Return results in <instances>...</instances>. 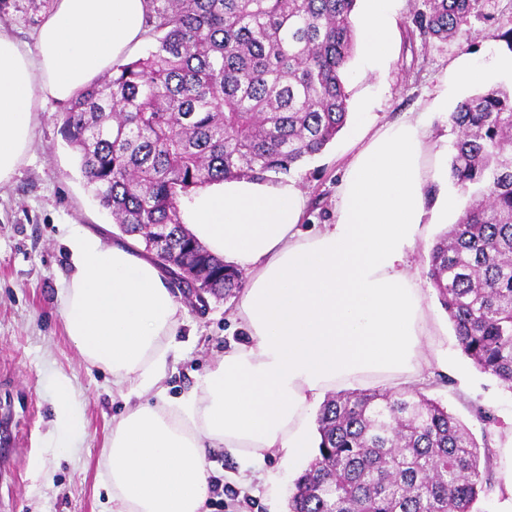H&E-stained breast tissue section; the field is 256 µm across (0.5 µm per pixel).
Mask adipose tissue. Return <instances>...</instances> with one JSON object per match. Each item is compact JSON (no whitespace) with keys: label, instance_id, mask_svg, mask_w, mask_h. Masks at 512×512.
<instances>
[{"label":"adipose tissue","instance_id":"adipose-tissue-1","mask_svg":"<svg viewBox=\"0 0 512 512\" xmlns=\"http://www.w3.org/2000/svg\"><path fill=\"white\" fill-rule=\"evenodd\" d=\"M356 20L369 67L388 56L396 0H364ZM149 0H54L33 41L0 32V184L32 143L44 101L66 103L142 43ZM448 170L432 157L425 118L377 130L337 187L332 223L302 230L307 199L294 181H214L180 202L194 237L246 272L235 318L246 341L185 395L161 384L179 325L167 275L134 238L103 243L68 233L73 271L60 293L67 333L92 363L132 395L152 393L119 420L103 456L113 512H201L208 449L244 469L267 456L309 455L315 399L352 379L419 373L428 335L424 295L405 267L426 222V189ZM81 415L57 385V447H72Z\"/></svg>","mask_w":512,"mask_h":512}]
</instances>
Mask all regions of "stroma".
<instances>
[{"instance_id":"35a3bbf8","label":"stroma","mask_w":512,"mask_h":512,"mask_svg":"<svg viewBox=\"0 0 512 512\" xmlns=\"http://www.w3.org/2000/svg\"><path fill=\"white\" fill-rule=\"evenodd\" d=\"M53 0H0V30L31 41ZM421 0H397L389 59L368 69L362 50L347 64L345 89L349 119L344 129L311 159L295 165L289 177L308 200L304 228L328 224L336 208V185L357 148L354 131L371 134L401 120L426 116L430 141L444 150L457 137L446 113L433 106L440 78L460 58H468L483 78L448 90V105L500 87L512 90V76L495 63L512 47L500 32L512 28V0H486L482 17L470 20L467 34L442 42L420 37L411 23ZM63 105L47 102L33 121L31 150L10 183L0 186V512H110L112 498L103 484L102 450L133 401L112 383L110 370L92 364L70 340L60 315V288L70 267L68 230L80 225L103 240L120 238L111 215L94 199L76 153L61 133ZM442 225H429L409 252L410 273L423 288L437 334L424 341L428 358L418 386L448 407L475 437H487L495 450L498 476L478 512H501L508 494L503 473L512 466L504 448L512 445V393L480 372L457 346L448 315L427 277L428 249ZM181 317L163 385L177 398L190 390L224 356L245 340L234 319L238 298L210 299L199 309L176 295ZM67 380L83 427L73 447L51 441L56 386ZM491 409L498 422H478L475 407ZM209 480L224 501L223 512H286L293 483L304 463L288 464L281 454L266 460L261 478L239 480L240 460L223 448L207 451Z\"/></svg>"}]
</instances>
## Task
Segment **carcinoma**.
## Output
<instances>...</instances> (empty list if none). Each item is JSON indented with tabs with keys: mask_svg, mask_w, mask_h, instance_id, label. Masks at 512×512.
Segmentation results:
<instances>
[{
	"mask_svg": "<svg viewBox=\"0 0 512 512\" xmlns=\"http://www.w3.org/2000/svg\"><path fill=\"white\" fill-rule=\"evenodd\" d=\"M150 0L155 47L104 74L62 113L65 140L123 234L175 238L155 261L204 265L206 293L243 288L236 267L189 232L179 203L224 179L286 174L329 144L349 112L356 0ZM482 0H423L413 25L447 41ZM449 176L466 198L428 254V278L458 347L512 391V91L462 101ZM288 512H472L493 488L494 451L416 387L340 391Z\"/></svg>",
	"mask_w": 512,
	"mask_h": 512,
	"instance_id": "cac0c4a2",
	"label": "carcinoma"
}]
</instances>
